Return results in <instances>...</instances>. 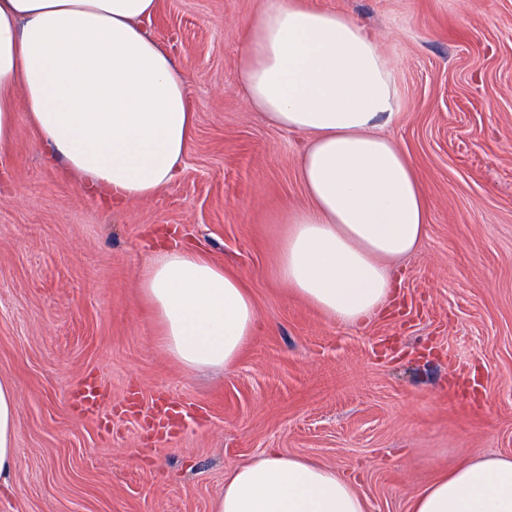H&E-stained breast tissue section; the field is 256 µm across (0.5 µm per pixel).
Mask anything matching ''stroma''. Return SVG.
<instances>
[{
	"instance_id": "35a3bbf8",
	"label": "stroma",
	"mask_w": 512,
	"mask_h": 512,
	"mask_svg": "<svg viewBox=\"0 0 512 512\" xmlns=\"http://www.w3.org/2000/svg\"><path fill=\"white\" fill-rule=\"evenodd\" d=\"M307 2L356 17L394 64L387 131L429 219L391 306L345 326L274 276L278 219L307 203L306 137L240 93L260 0H157L150 31L195 114L169 186L117 209L88 198L23 115L0 151V378L18 404L0 512H213L227 469L270 448L336 468L369 512H410L439 471L512 455V0ZM167 229L256 304L222 371L175 362L141 297ZM90 379L96 415L70 400Z\"/></svg>"
}]
</instances>
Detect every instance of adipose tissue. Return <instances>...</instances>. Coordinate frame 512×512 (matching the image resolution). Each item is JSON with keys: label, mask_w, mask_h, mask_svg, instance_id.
Instances as JSON below:
<instances>
[{"label": "adipose tissue", "mask_w": 512, "mask_h": 512, "mask_svg": "<svg viewBox=\"0 0 512 512\" xmlns=\"http://www.w3.org/2000/svg\"><path fill=\"white\" fill-rule=\"evenodd\" d=\"M156 0H0V150L17 104L41 141L108 203L146 199L181 168L194 121L186 78L145 28ZM238 84L266 120L307 134L298 162L308 197L285 213L275 276L336 322L381 315L392 266L419 246L428 203L397 140L390 60L352 15L303 0H263L245 23ZM139 288L166 352L188 370L233 364L258 311L241 280L201 253L170 247ZM16 394L0 380V486L17 464ZM215 512H368L336 469L277 451L233 468ZM410 512H512V456L440 472Z\"/></svg>", "instance_id": "adipose-tissue-1"}]
</instances>
